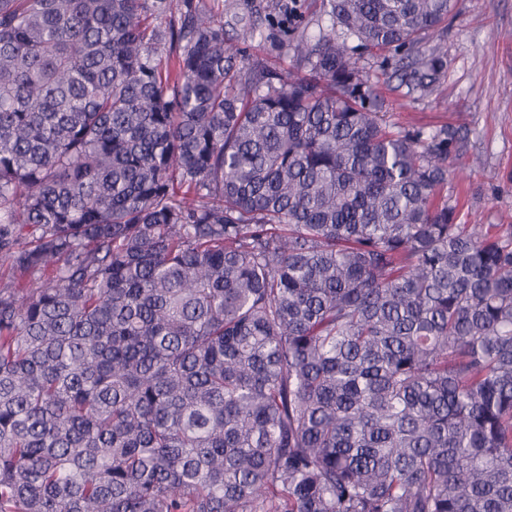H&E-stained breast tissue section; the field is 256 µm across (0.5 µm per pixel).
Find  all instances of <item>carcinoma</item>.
Returning a JSON list of instances; mask_svg holds the SVG:
<instances>
[{
	"label": "carcinoma",
	"instance_id": "obj_1",
	"mask_svg": "<svg viewBox=\"0 0 512 512\" xmlns=\"http://www.w3.org/2000/svg\"><path fill=\"white\" fill-rule=\"evenodd\" d=\"M453 6L277 71L205 0H0V512H512V224L347 45L424 95Z\"/></svg>",
	"mask_w": 512,
	"mask_h": 512
}]
</instances>
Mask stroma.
<instances>
[{
    "label": "stroma",
    "mask_w": 512,
    "mask_h": 512,
    "mask_svg": "<svg viewBox=\"0 0 512 512\" xmlns=\"http://www.w3.org/2000/svg\"><path fill=\"white\" fill-rule=\"evenodd\" d=\"M225 13L254 9L280 18L291 14L299 30L318 35L329 25L328 0H223ZM446 68L434 90L404 97L393 74L394 57L355 50L359 67L378 79L390 121L408 130L462 128L465 147L454 163L448 199L463 224H512V0H457L439 30Z\"/></svg>",
    "instance_id": "35a3bbf8"
}]
</instances>
